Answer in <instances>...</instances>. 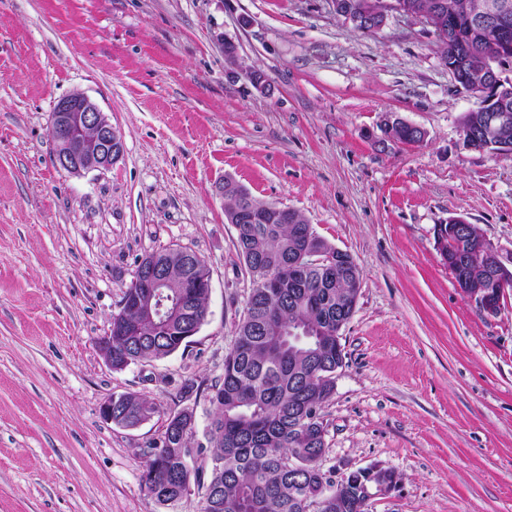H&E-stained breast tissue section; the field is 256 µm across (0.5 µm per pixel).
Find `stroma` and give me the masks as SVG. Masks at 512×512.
I'll return each instance as SVG.
<instances>
[{
    "label": "stroma",
    "mask_w": 512,
    "mask_h": 512,
    "mask_svg": "<svg viewBox=\"0 0 512 512\" xmlns=\"http://www.w3.org/2000/svg\"><path fill=\"white\" fill-rule=\"evenodd\" d=\"M75 92L122 133L110 169L53 163L52 114ZM476 107L422 24L365 35L331 0H0V512H200L198 493L169 508L143 489L162 415L129 429L100 406L132 392L193 409L207 443V387L251 288L227 178L360 271L324 470L395 469L367 512H512V290L484 311L435 238L461 217L512 254V157L465 145ZM391 116L424 141L386 137ZM174 247L210 267L205 323L112 370L97 340L141 260Z\"/></svg>",
    "instance_id": "35a3bbf8"
}]
</instances>
